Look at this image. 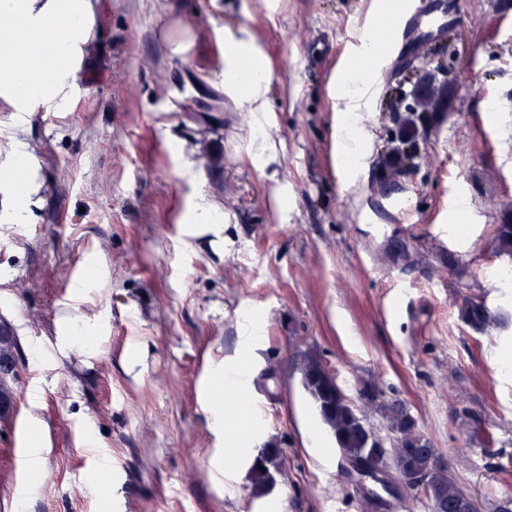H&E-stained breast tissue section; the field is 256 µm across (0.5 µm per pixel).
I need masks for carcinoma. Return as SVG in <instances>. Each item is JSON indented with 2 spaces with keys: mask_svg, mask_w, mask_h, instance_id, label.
Returning a JSON list of instances; mask_svg holds the SVG:
<instances>
[{
  "mask_svg": "<svg viewBox=\"0 0 512 512\" xmlns=\"http://www.w3.org/2000/svg\"><path fill=\"white\" fill-rule=\"evenodd\" d=\"M496 248L512 256V224H500L496 231ZM461 318L471 328L485 332L490 328H501L509 316L495 311L484 303L466 299L460 308ZM18 354L17 339L9 330L0 331V360ZM302 385L313 400L322 422L334 436L337 447L346 460H355L363 465L384 466L393 460L395 466L414 472L430 474V492L427 499L432 512H458L465 500L466 492L448 473V468L437 464L433 451L423 444V435L415 420L401 405L384 406L385 418L390 431L396 434L388 454L375 452L372 436L380 432L371 426L357 405L347 396L337 378L322 360L310 355L302 367ZM16 399L15 379L0 378V407L9 406ZM280 449L271 446L261 451L249 470V479L255 492L263 494L270 490L272 475L278 472Z\"/></svg>",
  "mask_w": 512,
  "mask_h": 512,
  "instance_id": "carcinoma-1",
  "label": "carcinoma"
}]
</instances>
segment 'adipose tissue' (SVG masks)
Segmentation results:
<instances>
[{
    "instance_id": "obj_1",
    "label": "adipose tissue",
    "mask_w": 512,
    "mask_h": 512,
    "mask_svg": "<svg viewBox=\"0 0 512 512\" xmlns=\"http://www.w3.org/2000/svg\"><path fill=\"white\" fill-rule=\"evenodd\" d=\"M12 22L0 26V99L15 111L39 103L61 111L78 84L86 43L94 22L92 0H0ZM225 83L250 111L265 109L269 72L251 40L228 37Z\"/></svg>"
}]
</instances>
